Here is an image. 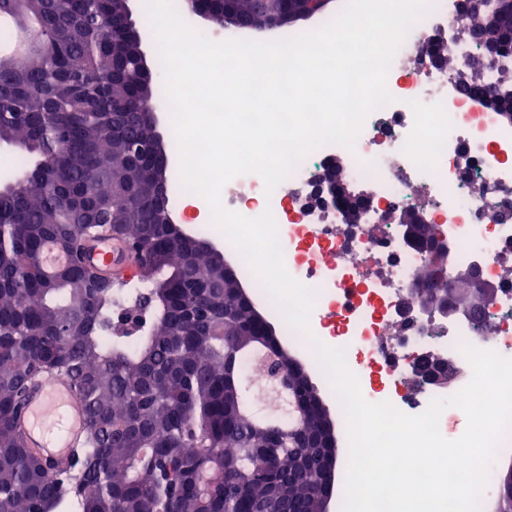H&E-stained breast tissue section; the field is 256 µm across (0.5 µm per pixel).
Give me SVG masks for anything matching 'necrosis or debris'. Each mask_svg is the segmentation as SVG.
I'll return each instance as SVG.
<instances>
[{"instance_id": "necrosis-or-debris-1", "label": "necrosis or debris", "mask_w": 512, "mask_h": 512, "mask_svg": "<svg viewBox=\"0 0 512 512\" xmlns=\"http://www.w3.org/2000/svg\"><path fill=\"white\" fill-rule=\"evenodd\" d=\"M458 16L455 0H431L393 59L392 102L367 117L354 148L311 151L270 195L254 173L222 191L225 207L243 216L272 210L288 272L316 293L317 338L344 349L367 401L408 415L449 395L429 384L401 393L422 355L450 359L467 375L462 345L512 358V122L483 105L478 86L451 81L450 71L470 69L478 55ZM434 32L447 47V66L430 65L421 48ZM337 160L345 181L367 187L375 200L426 210L455 246L449 272L481 265L498 286L483 323L410 303L423 250L406 245L398 225L381 223L377 211L347 222L319 186Z\"/></svg>"}]
</instances>
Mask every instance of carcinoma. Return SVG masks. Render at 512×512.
<instances>
[{"mask_svg": "<svg viewBox=\"0 0 512 512\" xmlns=\"http://www.w3.org/2000/svg\"><path fill=\"white\" fill-rule=\"evenodd\" d=\"M128 0H23L38 50L0 68V144L18 148L0 189V512H320L316 466L331 451L311 418L289 437L288 393L264 400L236 359L264 371L278 337L261 341L239 272L173 236L163 206L139 193L152 168L130 159V113L153 112L139 41L121 25ZM463 16L471 39L493 31L512 49V0H481ZM216 22L260 29L255 0H201ZM120 208L122 223L110 209ZM107 230L147 257L135 288L141 325L112 332L118 289L81 261V242ZM72 263L34 262L45 245ZM71 380L89 428L74 459L50 467L19 427L27 392ZM306 400L321 399L303 366Z\"/></svg>", "mask_w": 512, "mask_h": 512, "instance_id": "cac0c4a2", "label": "carcinoma"}]
</instances>
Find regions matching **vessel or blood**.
Here are the masks:
<instances>
[{
  "label": "vessel or blood",
  "mask_w": 512,
  "mask_h": 512,
  "mask_svg": "<svg viewBox=\"0 0 512 512\" xmlns=\"http://www.w3.org/2000/svg\"><path fill=\"white\" fill-rule=\"evenodd\" d=\"M85 261L105 279L132 283L137 262L124 239L102 232L86 247ZM21 427L29 447L52 466L69 461L88 429L83 401L66 378L54 377L35 386L26 396Z\"/></svg>",
  "instance_id": "obj_1"
}]
</instances>
